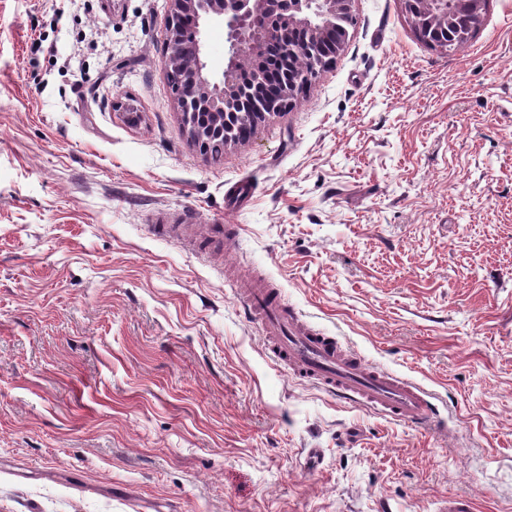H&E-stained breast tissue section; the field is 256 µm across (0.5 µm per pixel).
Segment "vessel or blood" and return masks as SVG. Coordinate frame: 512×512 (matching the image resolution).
<instances>
[{
    "instance_id": "vessel-or-blood-1",
    "label": "vessel or blood",
    "mask_w": 512,
    "mask_h": 512,
    "mask_svg": "<svg viewBox=\"0 0 512 512\" xmlns=\"http://www.w3.org/2000/svg\"><path fill=\"white\" fill-rule=\"evenodd\" d=\"M234 295L246 316L260 325L271 359L295 377L416 429L443 431V418L423 387L366 364L312 327L268 282L242 277Z\"/></svg>"
}]
</instances>
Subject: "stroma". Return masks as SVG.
Listing matches in <instances>:
<instances>
[{
	"mask_svg": "<svg viewBox=\"0 0 512 512\" xmlns=\"http://www.w3.org/2000/svg\"><path fill=\"white\" fill-rule=\"evenodd\" d=\"M169 16L0 0V512H512V0L456 52L354 0L344 50L218 160ZM157 224L239 232L209 257ZM228 264L423 386L445 432L275 364Z\"/></svg>",
	"mask_w": 512,
	"mask_h": 512,
	"instance_id": "stroma-1",
	"label": "stroma"
}]
</instances>
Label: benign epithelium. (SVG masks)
<instances>
[{
    "label": "benign epithelium",
    "instance_id": "benign-epithelium-1",
    "mask_svg": "<svg viewBox=\"0 0 512 512\" xmlns=\"http://www.w3.org/2000/svg\"><path fill=\"white\" fill-rule=\"evenodd\" d=\"M354 0H169V26L191 30L196 52L186 56L166 42L165 66L179 92L178 107L195 145L216 134L224 145L241 142L239 127L251 130L293 104L299 86L311 81L344 49L337 32L352 17ZM423 41L448 32L461 13L481 15L484 0H402ZM221 22L228 53L220 78L207 72L204 29ZM275 43L288 57L282 72L266 64ZM204 115L198 123L196 116Z\"/></svg>",
    "mask_w": 512,
    "mask_h": 512
}]
</instances>
